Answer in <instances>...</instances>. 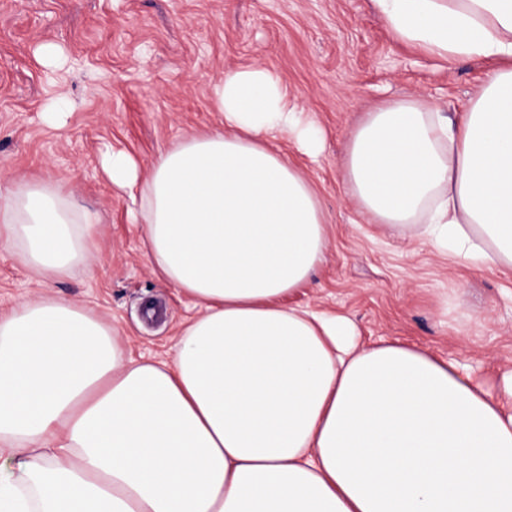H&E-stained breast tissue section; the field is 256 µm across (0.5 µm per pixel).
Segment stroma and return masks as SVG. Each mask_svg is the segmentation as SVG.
<instances>
[{
	"mask_svg": "<svg viewBox=\"0 0 512 512\" xmlns=\"http://www.w3.org/2000/svg\"><path fill=\"white\" fill-rule=\"evenodd\" d=\"M46 44L62 47V68L43 64ZM494 65L399 42L372 0H0V189L49 180L100 219L90 263L53 281L0 249V312L53 296L115 327L131 359L169 358L201 308L154 272L143 227L131 223V202L108 182L101 155L121 149L149 170L178 138L221 129L213 81L259 66L324 138L315 162L281 144L328 222L323 264L286 304L346 316L366 343L398 340L457 360L501 394L512 374V274L362 222L342 172L348 134L366 112L414 98L459 117ZM60 92L71 109L56 128L43 112Z\"/></svg>",
	"mask_w": 512,
	"mask_h": 512,
	"instance_id": "35a3bbf8",
	"label": "stroma"
}]
</instances>
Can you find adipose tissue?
I'll return each mask as SVG.
<instances>
[{"instance_id": "1", "label": "adipose tissue", "mask_w": 512, "mask_h": 512, "mask_svg": "<svg viewBox=\"0 0 512 512\" xmlns=\"http://www.w3.org/2000/svg\"><path fill=\"white\" fill-rule=\"evenodd\" d=\"M372 2L429 56L501 64L458 120L412 98L366 113L350 195L400 236L512 269V0ZM210 94L223 131L144 175L125 151L102 160L201 313L160 362L81 305L1 313L0 512H512V382L494 397L455 361L283 305L323 263L327 221L276 143L315 157L320 131L267 69ZM96 222L50 182L0 192V247L45 281L91 258Z\"/></svg>"}]
</instances>
